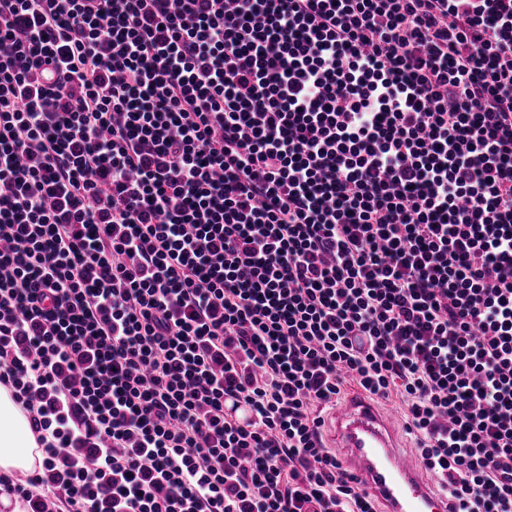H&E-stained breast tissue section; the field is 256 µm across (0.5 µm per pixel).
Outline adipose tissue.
Segmentation results:
<instances>
[{
  "label": "adipose tissue",
  "instance_id": "obj_1",
  "mask_svg": "<svg viewBox=\"0 0 512 512\" xmlns=\"http://www.w3.org/2000/svg\"><path fill=\"white\" fill-rule=\"evenodd\" d=\"M42 460L24 411L0 387V472L30 473L41 467Z\"/></svg>",
  "mask_w": 512,
  "mask_h": 512
}]
</instances>
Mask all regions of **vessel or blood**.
Segmentation results:
<instances>
[{
	"instance_id": "vessel-or-blood-1",
	"label": "vessel or blood",
	"mask_w": 512,
	"mask_h": 512,
	"mask_svg": "<svg viewBox=\"0 0 512 512\" xmlns=\"http://www.w3.org/2000/svg\"><path fill=\"white\" fill-rule=\"evenodd\" d=\"M340 460L380 512H450L445 491L399 440L388 416L361 391L336 402L324 420Z\"/></svg>"
}]
</instances>
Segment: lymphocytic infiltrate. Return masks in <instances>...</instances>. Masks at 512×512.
I'll list each match as a JSON object with an SVG mask.
<instances>
[{
  "mask_svg": "<svg viewBox=\"0 0 512 512\" xmlns=\"http://www.w3.org/2000/svg\"><path fill=\"white\" fill-rule=\"evenodd\" d=\"M348 380L512 512V0H0V497L375 512ZM37 448L24 411L0 387V472L31 473L41 468L43 457Z\"/></svg>",
  "mask_w": 512,
  "mask_h": 512,
  "instance_id": "lymphocytic-infiltrate-1",
  "label": "lymphocytic infiltrate"
}]
</instances>
